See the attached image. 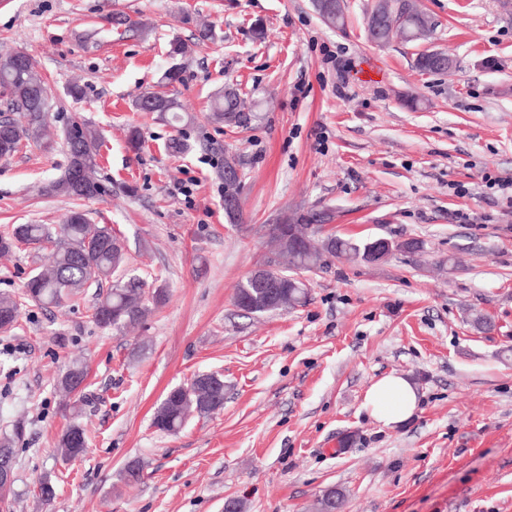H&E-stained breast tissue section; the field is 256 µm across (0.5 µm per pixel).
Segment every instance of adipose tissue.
Segmentation results:
<instances>
[{
  "mask_svg": "<svg viewBox=\"0 0 512 512\" xmlns=\"http://www.w3.org/2000/svg\"><path fill=\"white\" fill-rule=\"evenodd\" d=\"M418 403L417 392L404 377L388 374L368 388L363 408L378 422L395 425L407 420Z\"/></svg>",
  "mask_w": 512,
  "mask_h": 512,
  "instance_id": "ef3b65f1",
  "label": "adipose tissue"
}]
</instances>
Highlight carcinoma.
Returning <instances> with one entry per match:
<instances>
[{
	"label": "carcinoma",
	"mask_w": 512,
	"mask_h": 512,
	"mask_svg": "<svg viewBox=\"0 0 512 512\" xmlns=\"http://www.w3.org/2000/svg\"><path fill=\"white\" fill-rule=\"evenodd\" d=\"M436 22L419 8L415 0H395L390 11L368 15L369 40L387 44L395 35L407 42L430 39ZM0 95L5 97V111L0 113V157L16 152L24 142L53 145L44 140L48 89L31 56L23 48L0 54ZM139 112L157 115L170 123L192 120L181 112L180 104L165 91L146 92L133 102ZM245 101L236 89L227 86L212 103L210 118L218 124L233 125L242 120ZM101 136L89 125L80 124L78 136L66 134L67 164L63 173L50 181V194L76 198L101 196L105 188L96 178ZM81 171L80 185L73 183L74 171ZM323 213L307 212L291 218L301 232L298 242H283L288 222L272 224L269 235L277 246V264L288 279L282 282L281 301L284 308L303 303L308 296L306 281L298 273L322 267L325 258L364 260L366 244L341 237L314 239L319 227L327 223ZM22 245H33L49 251L48 264L34 269L21 293H0V331L7 333L18 327L21 309L32 302L41 307H58L95 289L92 319L101 328L121 331L144 321L150 313L145 289L136 282L112 281V276L126 263L123 241L108 224H93L81 211H71L62 223L15 224L0 235V255L14 252ZM87 366L76 360L60 376L56 389L72 394L83 393ZM224 408V378L204 373L186 385L169 390L160 402L153 424L161 431L175 434L187 420L197 415L208 416ZM81 409L72 407L69 424L58 444L63 460L82 456L87 448V435L80 423Z\"/></svg>",
	"instance_id": "obj_1"
}]
</instances>
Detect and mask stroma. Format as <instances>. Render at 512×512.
Listing matches in <instances>:
<instances>
[{"label": "stroma", "instance_id": "1", "mask_svg": "<svg viewBox=\"0 0 512 512\" xmlns=\"http://www.w3.org/2000/svg\"><path fill=\"white\" fill-rule=\"evenodd\" d=\"M421 3L451 72H418L419 45L370 43L371 0H347L342 30L311 0H0V53L24 48L42 72L54 145L0 158V231L83 211L167 293L126 333L96 326L88 297L26 306L18 329L0 332L16 364L0 372V435L25 427L5 512H224L230 498L244 512H318L332 488L340 512H512V200L483 182L512 180V0ZM175 40L191 49L167 88L192 116L178 126L133 106L158 88ZM74 81L83 100L66 94ZM228 85L251 106L238 126L208 118ZM74 119L102 137L104 196L42 191L64 170ZM174 138L187 151L169 150ZM228 157L240 175L233 219ZM311 210L330 214L327 233L424 249L375 264L330 257L305 304L240 310L236 289L268 255L270 224ZM45 257H0V292L20 291ZM475 311L491 330L471 327ZM75 359L88 365V448L66 462L54 384ZM198 373L223 377V410L176 434L155 428L166 392ZM387 374L419 393L398 426L362 407ZM134 458L142 479L128 486ZM45 479L56 489L46 507L35 495Z\"/></svg>", "mask_w": 512, "mask_h": 512}]
</instances>
